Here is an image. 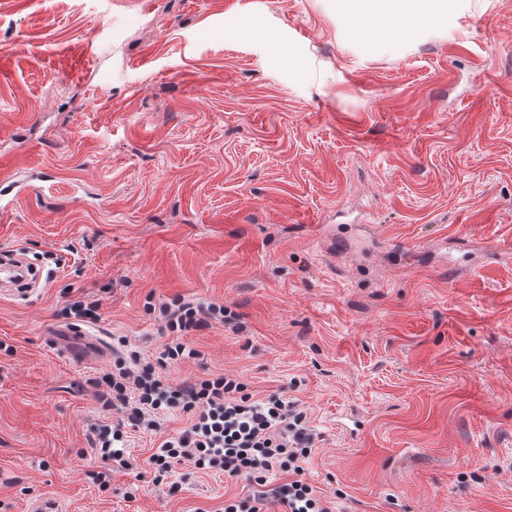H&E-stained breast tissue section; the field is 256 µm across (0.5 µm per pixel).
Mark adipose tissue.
I'll return each mask as SVG.
<instances>
[{
    "label": "adipose tissue",
    "mask_w": 512,
    "mask_h": 512,
    "mask_svg": "<svg viewBox=\"0 0 512 512\" xmlns=\"http://www.w3.org/2000/svg\"><path fill=\"white\" fill-rule=\"evenodd\" d=\"M363 40L401 45L419 32H439L461 13L462 0H334Z\"/></svg>",
    "instance_id": "1"
}]
</instances>
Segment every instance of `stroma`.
Instances as JSON below:
<instances>
[{
	"instance_id": "obj_1",
	"label": "stroma",
	"mask_w": 512,
	"mask_h": 512,
	"mask_svg": "<svg viewBox=\"0 0 512 512\" xmlns=\"http://www.w3.org/2000/svg\"><path fill=\"white\" fill-rule=\"evenodd\" d=\"M239 32L225 39L224 26ZM0 512H224L254 485L146 460L189 417L94 448L148 304L225 308L171 385L230 374L307 416L330 512H512V0L364 45L331 0H0ZM105 352L68 358L70 303Z\"/></svg>"
}]
</instances>
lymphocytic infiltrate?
I'll list each match as a JSON object with an SVG mask.
<instances>
[{
  "label": "lymphocytic infiltrate",
  "instance_id": "1",
  "mask_svg": "<svg viewBox=\"0 0 512 512\" xmlns=\"http://www.w3.org/2000/svg\"><path fill=\"white\" fill-rule=\"evenodd\" d=\"M196 355L195 349L176 340L165 344L157 364L129 367L121 362L102 377V408L120 414L115 424L104 426L98 434L103 456L128 467L125 428L155 430L161 416L178 409L190 414L191 422L149 457L154 483H163L174 466L183 462L199 469L219 467L229 476L261 486L274 469L300 472L299 460L311 453L314 443L304 413L274 397L251 400L238 378L224 374L176 386L165 383L161 367ZM271 498L288 512H328L313 488L296 479L277 484L271 494L227 502L224 512H266Z\"/></svg>",
  "mask_w": 512,
  "mask_h": 512
}]
</instances>
